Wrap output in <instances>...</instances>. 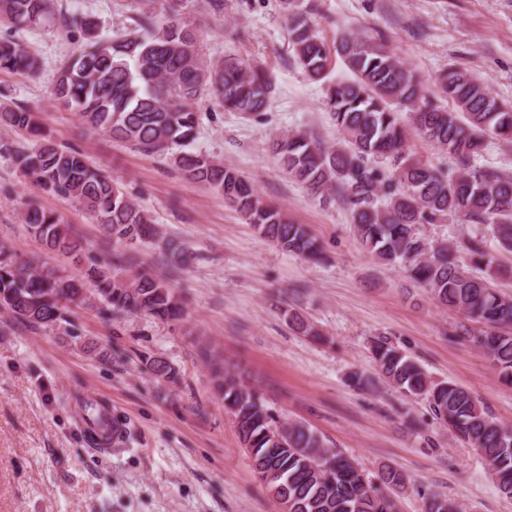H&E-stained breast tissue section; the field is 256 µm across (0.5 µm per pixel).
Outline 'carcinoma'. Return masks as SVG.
<instances>
[{"label":"carcinoma","mask_w":512,"mask_h":512,"mask_svg":"<svg viewBox=\"0 0 512 512\" xmlns=\"http://www.w3.org/2000/svg\"><path fill=\"white\" fill-rule=\"evenodd\" d=\"M173 0L170 14L157 23L143 14L138 26L147 34L101 38L88 14L55 10L53 0H0V25L40 27L52 23L80 43V52L58 70L52 95L78 112L87 128L108 133L135 150L167 152L188 178L224 195L261 236L282 250L312 262L324 259L321 246L300 224L268 203L251 181L233 169L182 147L196 137L200 115L195 105L210 98L228 112L264 115L271 83L265 71L234 57L211 60L183 25ZM293 58L315 82L326 84L324 106L339 141L322 147L307 134H284L273 143L282 169L304 184L312 196L340 199L349 209L361 244L372 256L405 269L442 306L486 326L474 341L488 354L501 378L512 382V297L500 293L495 277L508 273L473 237L461 244L434 242L419 227L464 217L490 227L499 249L512 253V175L478 164L486 137L512 142V106L498 101L474 74L450 67L438 77V93L452 102L444 108L426 93L422 81L377 35L342 33L333 47L320 39L306 17L288 13ZM343 58L347 79L326 82L332 54ZM36 56L12 39L0 37V70L35 75ZM0 122L33 138L30 148L0 142V154L43 192L73 198L100 224L112 241L159 239L153 217L123 192L119 180L91 166L77 148L62 149L46 136L30 109L3 106ZM454 160L444 171L406 154L408 131ZM30 233L49 251L84 261L75 275H63L32 256L18 260L0 245V309L31 324L54 326L65 320L66 304L104 303L111 316L150 315L177 320L183 304L165 279L141 267L126 276L122 254L99 261L85 253L70 225L31 204L24 212ZM164 259L174 267L191 256L175 242L164 243ZM483 269V275L470 267ZM289 325L321 337L297 312ZM374 362L404 396H424L434 413L486 459L500 493L512 497V430L479 406L452 382L433 383L422 366L397 347L375 343ZM151 372L174 382L167 361L149 357ZM224 408L233 416L255 473L275 471L267 485L284 512H396L391 492L405 476L388 467L376 487L359 465L302 423L279 418L245 385L242 377L215 369ZM95 430L122 438V430L98 404H89Z\"/></svg>","instance_id":"carcinoma-1"}]
</instances>
